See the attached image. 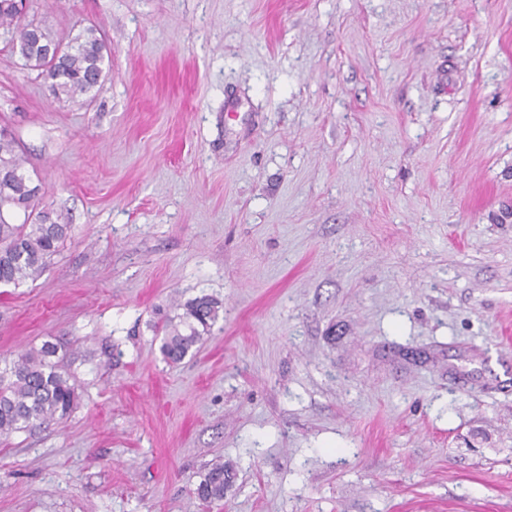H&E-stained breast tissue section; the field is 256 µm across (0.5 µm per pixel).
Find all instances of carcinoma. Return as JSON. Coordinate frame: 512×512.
<instances>
[{
	"instance_id": "cac0c4a2",
	"label": "carcinoma",
	"mask_w": 512,
	"mask_h": 512,
	"mask_svg": "<svg viewBox=\"0 0 512 512\" xmlns=\"http://www.w3.org/2000/svg\"><path fill=\"white\" fill-rule=\"evenodd\" d=\"M0 40L19 54L26 65L40 71L56 100L89 96L100 86L106 45L90 28L65 43L42 22L27 20L17 0H0ZM63 48L60 58L49 50ZM23 159L16 140L0 131V284L18 285L37 278L69 236L70 225L61 224L53 212L39 208V188L21 172ZM36 212L32 224H12L3 208ZM222 304L204 295L182 305V312L162 326L161 354L178 364L197 348L219 319ZM57 347L45 344L37 353L27 352L0 367V435L28 431L67 418L74 410L77 393L70 377L52 360ZM228 479L224 464H213L194 489L205 503L224 500Z\"/></svg>"
}]
</instances>
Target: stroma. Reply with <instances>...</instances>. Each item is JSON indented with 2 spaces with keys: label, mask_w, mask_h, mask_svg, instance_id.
<instances>
[{
  "label": "stroma",
  "mask_w": 512,
  "mask_h": 512,
  "mask_svg": "<svg viewBox=\"0 0 512 512\" xmlns=\"http://www.w3.org/2000/svg\"><path fill=\"white\" fill-rule=\"evenodd\" d=\"M29 5L108 56L59 101L0 44V127L72 227L0 287V358L62 346L78 393L0 436V512H512V0ZM182 313L168 318L162 326L165 332L161 354L168 364H178L196 349L219 319L222 304L210 296L196 297L180 305ZM228 479L225 476L224 463L213 464L199 482L193 493L202 502L222 501Z\"/></svg>",
  "instance_id": "stroma-1"
}]
</instances>
